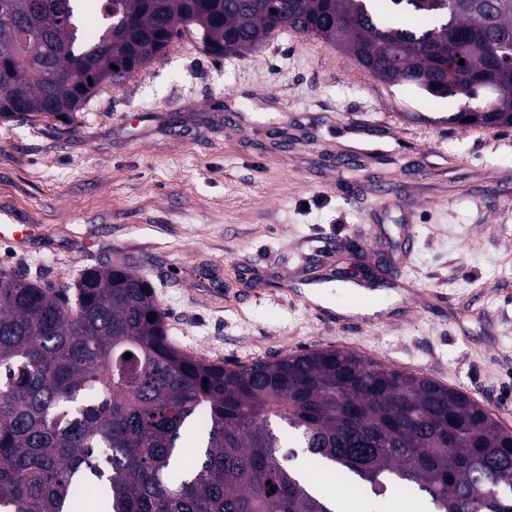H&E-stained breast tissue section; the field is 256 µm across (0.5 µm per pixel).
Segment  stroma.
Listing matches in <instances>:
<instances>
[{"label":"stroma","mask_w":512,"mask_h":512,"mask_svg":"<svg viewBox=\"0 0 512 512\" xmlns=\"http://www.w3.org/2000/svg\"><path fill=\"white\" fill-rule=\"evenodd\" d=\"M456 109L290 29L219 61L183 33L69 126L0 122V207L35 226L0 240V270L58 287L124 262L190 355L345 347L512 429V127L448 124ZM316 270L350 325L298 297ZM361 280L392 304L358 315L347 285Z\"/></svg>","instance_id":"obj_1"}]
</instances>
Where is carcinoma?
I'll return each instance as SVG.
<instances>
[{
  "mask_svg": "<svg viewBox=\"0 0 512 512\" xmlns=\"http://www.w3.org/2000/svg\"><path fill=\"white\" fill-rule=\"evenodd\" d=\"M103 2L109 22L90 39L75 15L97 0H0L1 120L69 125L185 30L216 59L289 28L389 85L461 104L481 87L493 107L448 123L512 127V62L495 52L512 43V0ZM312 465L365 497L512 512V430L463 391L337 347L194 357L125 265L61 288L0 271V512H334Z\"/></svg>",
  "mask_w": 512,
  "mask_h": 512,
  "instance_id": "cac0c4a2",
  "label": "carcinoma"
}]
</instances>
